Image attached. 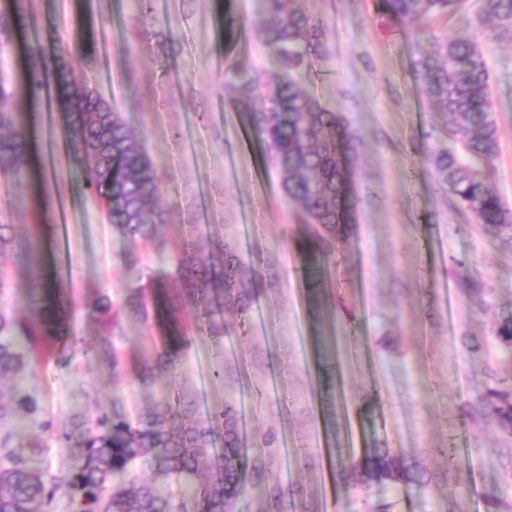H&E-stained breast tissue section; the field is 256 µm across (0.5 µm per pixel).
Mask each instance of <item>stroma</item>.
I'll return each instance as SVG.
<instances>
[{"label":"stroma","mask_w":512,"mask_h":512,"mask_svg":"<svg viewBox=\"0 0 512 512\" xmlns=\"http://www.w3.org/2000/svg\"><path fill=\"white\" fill-rule=\"evenodd\" d=\"M27 3L33 20L13 29V59L25 63L36 40L48 55L77 42L71 68L116 102L145 142L166 211L152 239L131 243L69 162L59 111L34 144L26 185L0 181V224L14 227L0 307L24 315L26 263L41 247L57 286L52 298L68 306L63 333L77 340L51 344L50 357L24 371L22 386L37 393L41 413L16 432L22 442L41 441L44 480L82 464L56 439L75 417L93 418L115 400L139 417L172 382L199 412L235 404L243 443L261 449L275 474L271 482L247 472L239 512H266L276 484L288 512H488L490 493L512 505V436L471 409L491 379L512 389L494 337L512 310V242L486 232L428 162L447 142L448 121L413 74L428 41L390 21L381 0H307L327 46L309 89L359 139L353 220L324 275L312 276L305 213L283 193L249 108L225 103L232 69L248 68L258 103L275 67L258 27L260 0H157L150 35L133 0ZM429 26L484 53L500 137L490 184L512 209V34L454 16ZM194 224L211 225L258 272L247 317L226 309L233 331L220 346L196 335V311L172 287L169 256ZM134 285L144 289L142 315L124 306ZM101 294L122 309L119 336H103L91 309ZM175 323L185 334L177 372L142 386L145 357L170 340ZM104 347L119 353V370L97 360ZM219 365L224 380L215 383ZM45 421L53 431L42 430ZM385 451L414 482L366 483L337 464L342 455L360 461Z\"/></svg>","instance_id":"stroma-1"}]
</instances>
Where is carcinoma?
Instances as JSON below:
<instances>
[{"label":"carcinoma","mask_w":512,"mask_h":512,"mask_svg":"<svg viewBox=\"0 0 512 512\" xmlns=\"http://www.w3.org/2000/svg\"><path fill=\"white\" fill-rule=\"evenodd\" d=\"M462 0H383L386 14L418 35H428L429 51L414 61V71L426 95L448 115V146L432 152L429 162L455 198L486 229L503 233L512 227V210L486 182V170L499 152V131L490 104L488 65L470 40L427 33L426 22L461 9ZM11 14L0 12V174L14 185L27 178L26 151L32 136L28 122L15 120L9 73L5 71L9 33L15 21L29 17L26 0H11ZM478 22L512 33V0H478ZM260 29L273 49L277 70L267 79L263 103L252 111L260 142L270 153L289 200L297 203L312 224L309 250L313 255L334 253L349 223L352 207L350 174L358 160V139L345 117L324 105L306 89L314 58L326 51L324 25L305 7V0H262ZM30 105L51 97L69 119L71 160L82 168L86 188L97 194L108 219L119 224L131 241L148 237L165 223L159 204L161 182L157 164L125 122L121 111L102 99L85 80L76 77L65 58L49 65L47 56L32 54L26 73ZM254 78L237 69L226 84V104H246ZM102 146L106 163L92 149ZM198 235L181 242L171 260L177 266L174 287L183 301L202 310L200 331L219 337L224 306L232 304L245 316L257 282L235 251L216 245L224 254L221 267L202 264L195 254ZM47 284L38 263L27 273L28 316L18 319L0 308V381L24 370L38 356L39 339L61 337L62 308L47 302ZM107 327H112V303L98 296L91 303ZM495 340L502 361L512 365V314L497 326ZM176 365V352L163 349L145 361L140 381L154 385V371ZM475 408L512 435V390L485 387ZM36 394L0 389V422L17 424L40 414ZM0 435V512H44L58 491L68 497L70 512H225L246 496L242 471L250 449L240 440L236 406L222 402L202 416L196 400L164 397L153 411L130 418L124 406L93 419L78 417L59 434L61 447L76 450L83 464L57 484H47L35 466L39 442L13 443ZM147 465L164 481L131 483L138 464ZM340 466L357 470L375 481L402 475L396 457L385 454Z\"/></svg>","instance_id":"cac0c4a2"}]
</instances>
